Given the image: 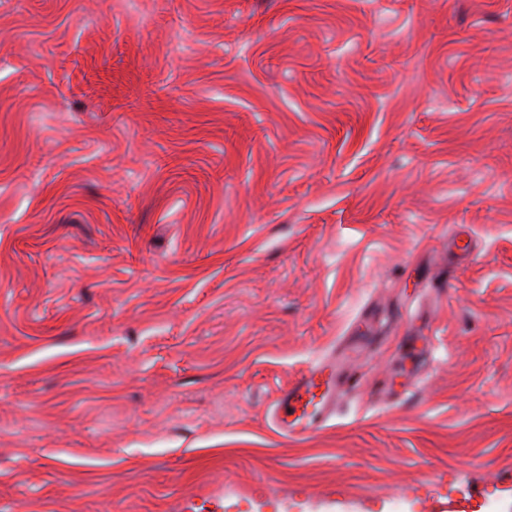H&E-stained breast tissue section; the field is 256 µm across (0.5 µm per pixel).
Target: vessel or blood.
Masks as SVG:
<instances>
[{
    "instance_id": "b4317fda",
    "label": "vessel or blood",
    "mask_w": 512,
    "mask_h": 512,
    "mask_svg": "<svg viewBox=\"0 0 512 512\" xmlns=\"http://www.w3.org/2000/svg\"><path fill=\"white\" fill-rule=\"evenodd\" d=\"M344 359L325 360L298 375L275 400V427L285 436L326 426L340 388L350 382Z\"/></svg>"
}]
</instances>
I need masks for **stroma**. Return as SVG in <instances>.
<instances>
[{
  "label": "stroma",
  "instance_id": "obj_1",
  "mask_svg": "<svg viewBox=\"0 0 512 512\" xmlns=\"http://www.w3.org/2000/svg\"><path fill=\"white\" fill-rule=\"evenodd\" d=\"M189 499L512 512V0H0V512ZM345 358L325 360L298 375L275 400V427L284 436L326 426L340 388L351 381Z\"/></svg>",
  "mask_w": 512,
  "mask_h": 512
}]
</instances>
